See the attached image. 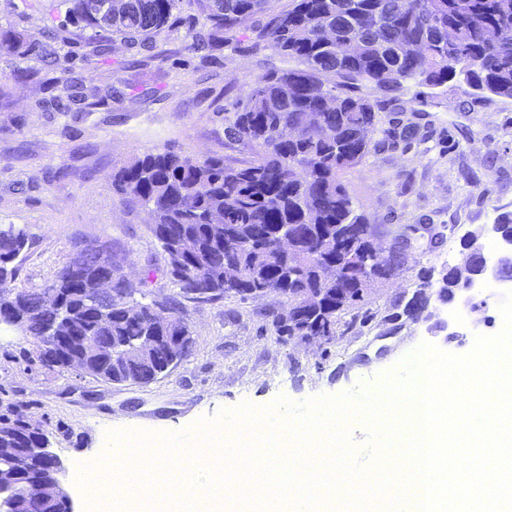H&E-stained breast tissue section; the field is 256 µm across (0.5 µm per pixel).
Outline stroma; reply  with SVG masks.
<instances>
[{
	"instance_id": "obj_1",
	"label": "stroma",
	"mask_w": 512,
	"mask_h": 512,
	"mask_svg": "<svg viewBox=\"0 0 512 512\" xmlns=\"http://www.w3.org/2000/svg\"><path fill=\"white\" fill-rule=\"evenodd\" d=\"M292 0H272L251 28L216 43L195 8L183 6L152 48L115 41L106 57L92 56L87 36L64 18L62 0H0V31L16 30L27 42L54 38L70 75L107 89L127 83L125 96L96 108L56 105V73L40 52H0V225L26 228L18 285L44 288L85 240L112 243V256L149 298L175 287L146 209L125 204L112 190L114 167L154 149L192 157L223 156L244 166L256 152L231 138L224 114L244 100L255 81L292 59L256 47L253 31ZM379 122L370 152L341 180L378 243L405 231L414 240L404 267L371 290L369 321L355 320L326 342L279 341L272 312L283 297L184 301L194 347L191 356L147 385L109 384L79 370H48L35 344L0 329V413L12 409L37 423L64 464L74 512H87L76 481L78 465L108 450L114 431L187 432L197 421L248 402L265 406L278 397L301 403L319 396L357 393L378 386L422 344L455 355L471 351L476 335H497L499 310L487 299L476 312L478 334L454 320L458 302L426 289L428 306L414 321L391 329L385 309L409 299L428 270L462 266L464 239H495L491 226L512 211V100L479 99L466 86L432 90L409 85L393 93L370 89ZM443 235L430 240V231Z\"/></svg>"
}]
</instances>
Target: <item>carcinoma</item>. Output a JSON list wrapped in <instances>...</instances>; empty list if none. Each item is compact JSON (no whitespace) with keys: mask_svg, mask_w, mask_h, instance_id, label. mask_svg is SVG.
Returning <instances> with one entry per match:
<instances>
[{"mask_svg":"<svg viewBox=\"0 0 512 512\" xmlns=\"http://www.w3.org/2000/svg\"><path fill=\"white\" fill-rule=\"evenodd\" d=\"M67 21L92 31V54L104 56L114 38L129 44L151 43L176 19L183 0H122L112 25L84 13L82 0H66ZM201 16L211 23L216 37L231 36L248 27L270 0H195ZM505 32L492 51L485 42L489 28ZM255 41L265 48L294 58L299 66L262 75L246 101L227 113L234 138L258 148L256 160L245 167L224 164V158L184 156L172 149L151 150L112 170L113 191L129 204L154 213L152 232L164 255L166 273L178 292L161 301L175 317L163 336L187 333L182 349L173 353L164 341L148 357L128 355L112 359V348L132 345L153 328L150 303L142 302L140 318H131L121 304L134 286L112 263L97 265L100 252L112 242L88 243L89 271L111 277L106 297L92 299L60 269L52 286L61 289L54 306L42 304L40 290L17 287L20 255L28 249L25 229L0 225V302L13 297L28 312L21 335L38 347L43 366L67 371L65 356L48 347L51 326L65 308L73 316L71 335L100 344L91 354L89 375L106 383L149 384L189 358L194 339L182 314L180 299L214 301L225 296L242 300L244 289L277 288L288 298L292 315L272 320L283 341L296 336H334L343 314L367 304V293L356 281H341L328 274L336 264V244L347 238L356 250L366 246L370 228L340 180L368 153L370 141L362 137L374 127L376 111L361 88L375 86L400 92L415 82L430 89L451 81L468 86L478 97L512 99V0H293L267 25L254 30ZM0 49L23 54L27 42L20 33L0 32ZM45 58L59 72L60 101L79 105H105L112 91L77 84L67 77L69 68L56 53L44 49ZM332 73L338 82L327 85L322 76ZM319 112L322 123L306 126V113ZM213 211L224 223H208ZM300 231L305 255L277 248L283 225ZM232 240L228 247L224 242ZM375 265L382 277H392L391 259L360 256ZM234 267L240 279L227 282L224 269ZM466 287V277L450 268L441 279L439 296L451 299ZM384 320L419 318L410 303L394 302ZM0 424L17 435L14 447L39 442V432L10 410ZM52 477L48 464L18 476L22 485L19 512H65L61 502L42 495L41 486Z\"/></svg>","mask_w":512,"mask_h":512,"instance_id":"carcinoma-1","label":"carcinoma"}]
</instances>
